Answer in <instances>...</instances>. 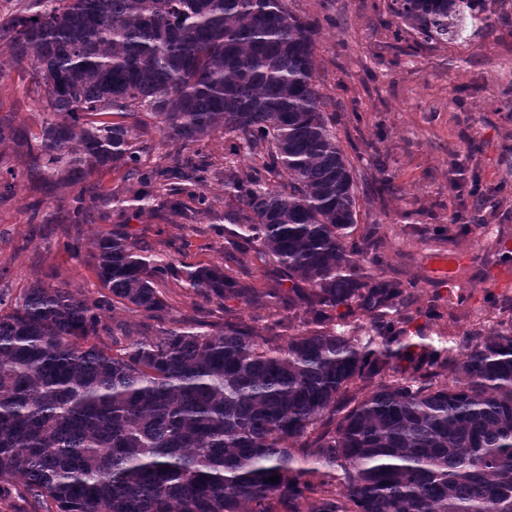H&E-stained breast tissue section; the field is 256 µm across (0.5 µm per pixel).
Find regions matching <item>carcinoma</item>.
<instances>
[{
	"label": "carcinoma",
	"instance_id": "obj_1",
	"mask_svg": "<svg viewBox=\"0 0 512 512\" xmlns=\"http://www.w3.org/2000/svg\"><path fill=\"white\" fill-rule=\"evenodd\" d=\"M424 43L512 0H391ZM317 29L286 0H28L0 41L31 67L50 118L41 133L0 118L28 177L76 187L132 154L142 115L163 137L233 135L261 164L224 163L230 246L267 259L262 290L215 264L185 271L193 293L266 310L267 335L220 327L129 335L108 298L34 285L0 293V479L58 512H512V301L488 330L427 341L410 331L412 284L365 273L356 181L316 84ZM178 165L136 175L134 197L183 208ZM130 313L159 315L167 265L116 225L93 253ZM346 311L334 314L339 307ZM286 343H280L285 332ZM112 337V343L101 336ZM453 371L454 385L440 381ZM278 481L267 482L271 476ZM341 478L345 493L331 490Z\"/></svg>",
	"mask_w": 512,
	"mask_h": 512
}]
</instances>
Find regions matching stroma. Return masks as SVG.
Segmentation results:
<instances>
[{
	"label": "stroma",
	"mask_w": 512,
	"mask_h": 512,
	"mask_svg": "<svg viewBox=\"0 0 512 512\" xmlns=\"http://www.w3.org/2000/svg\"><path fill=\"white\" fill-rule=\"evenodd\" d=\"M298 17L319 28L314 54L317 88L333 131L355 169L359 226L378 225L382 245L365 271L412 283L413 323L425 325L430 297H438L437 330L461 337L495 325L492 300L512 298L499 271L512 265V18L489 25L462 20L450 41L416 45L410 35L394 40L402 22L388 0H288ZM13 117L39 133L44 94L29 82L27 64L0 54V117ZM137 167L165 156L204 161L223 169L228 138L215 133L200 147L163 140L154 125L134 133ZM462 161L466 180L478 181L475 201L454 189L452 161ZM126 167L107 168L94 181L117 200L90 205L80 223L69 213L71 190L33 189L19 177L15 193L0 200V292L18 298L31 285L64 287L94 300L105 295L92 266L94 240L126 225L142 255L164 259L174 272L160 286L165 308L157 319L115 304L114 320L127 323L133 339L158 328L185 329L223 322L225 309L266 323L262 310L237 300L206 302L187 288L177 270L212 262L229 273L268 287L262 257L254 249L224 251V180L201 188L211 207L174 210L136 200ZM463 257L451 280L434 268L436 258Z\"/></svg>",
	"instance_id": "1"
}]
</instances>
